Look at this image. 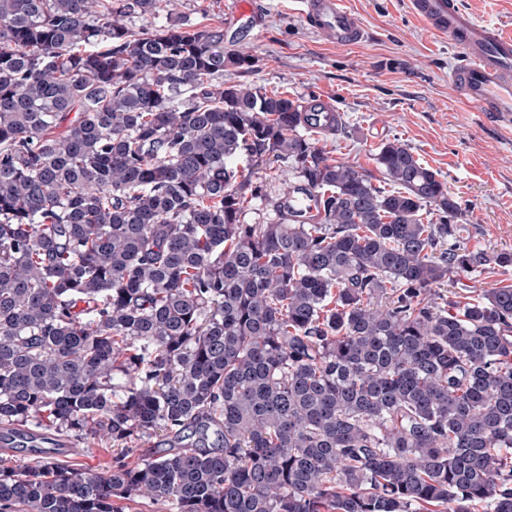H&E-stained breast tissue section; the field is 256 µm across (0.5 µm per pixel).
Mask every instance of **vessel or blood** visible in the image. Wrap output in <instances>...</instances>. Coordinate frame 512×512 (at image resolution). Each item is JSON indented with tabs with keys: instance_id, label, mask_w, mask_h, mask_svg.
Here are the masks:
<instances>
[{
	"instance_id": "obj_1",
	"label": "vessel or blood",
	"mask_w": 512,
	"mask_h": 512,
	"mask_svg": "<svg viewBox=\"0 0 512 512\" xmlns=\"http://www.w3.org/2000/svg\"><path fill=\"white\" fill-rule=\"evenodd\" d=\"M304 25L324 42L345 47L360 42L364 28L344 0H297ZM412 12L458 50L451 78L459 99L512 125V34L480 22L460 0H410Z\"/></svg>"
}]
</instances>
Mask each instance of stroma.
Segmentation results:
<instances>
[{"label": "stroma", "instance_id": "obj_1", "mask_svg": "<svg viewBox=\"0 0 512 512\" xmlns=\"http://www.w3.org/2000/svg\"><path fill=\"white\" fill-rule=\"evenodd\" d=\"M225 2L171 0L170 8L195 27H223L225 41H237L226 25ZM253 2L259 11L254 37L237 43L254 62L226 68L225 84L260 86L303 101L328 96L346 125L319 141L331 159L370 174L378 185V147L401 141L441 174L460 202L469 247L512 251V138L459 100L450 80L456 50L447 38L429 33L407 0H346L365 38L340 48L303 27L295 0ZM510 283L512 273L495 268L453 278L440 292L466 302Z\"/></svg>", "mask_w": 512, "mask_h": 512}]
</instances>
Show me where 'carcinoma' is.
Masks as SVG:
<instances>
[{"instance_id": "1", "label": "carcinoma", "mask_w": 512, "mask_h": 512, "mask_svg": "<svg viewBox=\"0 0 512 512\" xmlns=\"http://www.w3.org/2000/svg\"><path fill=\"white\" fill-rule=\"evenodd\" d=\"M162 12L0 0V424L167 445L0 464V512H512V285L435 291L512 251L407 145L386 190L317 147L342 120L224 85L223 29L133 25ZM252 175L253 185L262 184L271 196L281 193L292 178L288 168L272 160L255 167ZM75 458L70 463H79L92 469L93 472H105L112 467V462L120 449L112 448V443L106 440L88 439L78 444Z\"/></svg>"}]
</instances>
